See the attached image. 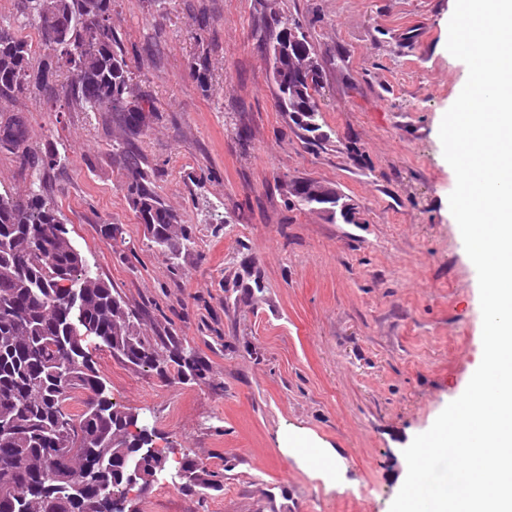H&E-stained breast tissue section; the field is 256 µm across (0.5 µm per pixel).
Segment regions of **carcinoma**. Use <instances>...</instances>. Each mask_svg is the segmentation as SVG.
Returning a JSON list of instances; mask_svg holds the SVG:
<instances>
[{
	"instance_id": "carcinoma-1",
	"label": "carcinoma",
	"mask_w": 512,
	"mask_h": 512,
	"mask_svg": "<svg viewBox=\"0 0 512 512\" xmlns=\"http://www.w3.org/2000/svg\"><path fill=\"white\" fill-rule=\"evenodd\" d=\"M264 34L257 48L273 60L281 111L313 144L330 140L316 99L321 69L300 23L264 0ZM48 53L32 67V44L0 27V99L37 93L64 101L71 112H101L112 134V162L126 176L129 207L148 238L171 260L192 241L156 191V168L138 146L157 107L134 83L112 27V0H19ZM66 81L58 82L62 71ZM0 151L19 157L32 178L28 193H0V512H117L128 470L150 487L160 460L153 428L112 402L89 341L126 362L166 375L173 363L186 376L204 365L183 354L172 336L150 339L135 309L105 280L61 224L44 183L61 166L56 147L28 144L21 116L0 120ZM298 206L327 214L336 189L314 179L285 183ZM86 394L83 410H69L72 394ZM181 487L224 489L219 475L185 459Z\"/></svg>"
}]
</instances>
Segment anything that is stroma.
Wrapping results in <instances>:
<instances>
[{
  "label": "stroma",
  "instance_id": "1",
  "mask_svg": "<svg viewBox=\"0 0 512 512\" xmlns=\"http://www.w3.org/2000/svg\"><path fill=\"white\" fill-rule=\"evenodd\" d=\"M454 5L278 0L322 68L331 141L317 147L277 107L272 61L256 47L259 0H112V26L158 112L139 147L193 241L173 261L128 205L101 113L0 100V114L23 115L30 145L65 151L50 195L99 274L140 311L142 332L175 336L205 366L194 380L173 366L161 377L95 351L113 402L149 421L169 468L189 457L224 484L135 487L127 512H390L404 449L464 392L483 354L477 272L449 210L456 177L439 139L468 76L446 49ZM294 178L350 197L360 223L298 207L285 187ZM291 426L334 445L347 485L282 454L277 434Z\"/></svg>",
  "mask_w": 512,
  "mask_h": 512
}]
</instances>
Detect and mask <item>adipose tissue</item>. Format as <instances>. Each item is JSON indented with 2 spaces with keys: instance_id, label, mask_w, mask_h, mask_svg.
<instances>
[{
  "instance_id": "ef3b65f1",
  "label": "adipose tissue",
  "mask_w": 512,
  "mask_h": 512,
  "mask_svg": "<svg viewBox=\"0 0 512 512\" xmlns=\"http://www.w3.org/2000/svg\"><path fill=\"white\" fill-rule=\"evenodd\" d=\"M277 445L297 465L321 478L332 481L340 474L335 449L310 430L295 427L281 430Z\"/></svg>"
}]
</instances>
